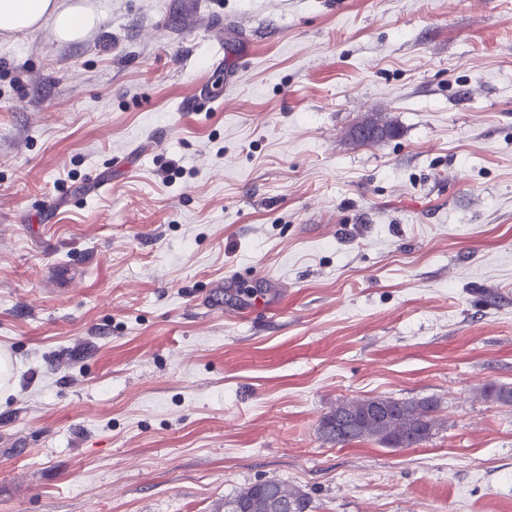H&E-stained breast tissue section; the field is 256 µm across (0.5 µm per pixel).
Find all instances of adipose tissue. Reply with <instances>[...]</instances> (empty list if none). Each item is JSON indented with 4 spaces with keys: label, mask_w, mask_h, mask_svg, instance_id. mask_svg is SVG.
<instances>
[{
    "label": "adipose tissue",
    "mask_w": 512,
    "mask_h": 512,
    "mask_svg": "<svg viewBox=\"0 0 512 512\" xmlns=\"http://www.w3.org/2000/svg\"><path fill=\"white\" fill-rule=\"evenodd\" d=\"M98 17L78 0H0V36L51 23L59 40L78 41L95 27Z\"/></svg>",
    "instance_id": "obj_1"
}]
</instances>
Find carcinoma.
Wrapping results in <instances>:
<instances>
[{
  "mask_svg": "<svg viewBox=\"0 0 512 512\" xmlns=\"http://www.w3.org/2000/svg\"><path fill=\"white\" fill-rule=\"evenodd\" d=\"M374 133L357 139L360 145H371L396 135V127L376 117L367 119ZM483 397L500 405H512V387L488 385ZM372 400L387 403L388 421L378 422L365 416ZM438 400L429 397L407 401L390 396H375L342 402L320 419L319 433L323 440L340 446L356 442L374 441L385 448H411L427 441L437 424ZM282 491L295 497L293 512H309L308 495L297 488L269 479L237 491L226 502L235 504L237 512H268V496Z\"/></svg>",
  "mask_w": 512,
  "mask_h": 512,
  "instance_id": "1",
  "label": "carcinoma"
}]
</instances>
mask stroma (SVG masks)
Returning a JSON list of instances; mask_svg holds the SVG:
<instances>
[{"instance_id": "obj_1", "label": "stroma", "mask_w": 512, "mask_h": 512, "mask_svg": "<svg viewBox=\"0 0 512 512\" xmlns=\"http://www.w3.org/2000/svg\"><path fill=\"white\" fill-rule=\"evenodd\" d=\"M83 2L0 39V512H512V0ZM376 395L438 429L322 440ZM363 122H367L375 133L356 139L354 137L355 129L359 123L351 128L349 131L351 139L360 145H371L383 139L391 138L397 133L396 127L392 123L384 122L377 117H369V119L364 120ZM371 400L387 403L388 421L368 419L365 410ZM438 400L429 397L407 401L390 396H374L342 402L320 419L323 440L340 446L375 441L385 448H411L426 442L437 424ZM342 424L336 430V418ZM391 439L395 440L391 444ZM288 493V496L295 497V507L293 511L287 504L277 502L275 507L279 512H308L310 508V499L308 495L297 488H290L282 482L269 479L252 484L237 491L232 497L226 499L224 503H234L233 512H269L267 508L268 496L275 491ZM242 510V511H239Z\"/></svg>"}]
</instances>
